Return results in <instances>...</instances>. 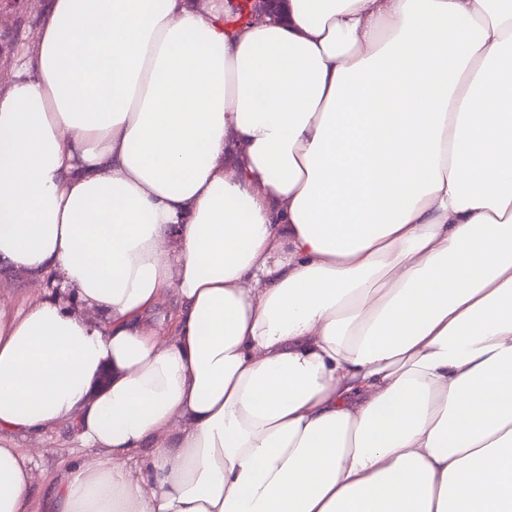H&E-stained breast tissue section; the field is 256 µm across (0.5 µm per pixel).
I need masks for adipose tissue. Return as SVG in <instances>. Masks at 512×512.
Wrapping results in <instances>:
<instances>
[{
    "label": "adipose tissue",
    "mask_w": 512,
    "mask_h": 512,
    "mask_svg": "<svg viewBox=\"0 0 512 512\" xmlns=\"http://www.w3.org/2000/svg\"><path fill=\"white\" fill-rule=\"evenodd\" d=\"M0 265V512H512V0H49ZM51 281L52 277L46 275L43 276L41 278L42 288H39V281L37 278L16 273L1 265V302L5 303L13 310L21 309L25 306L26 301L31 294H41V290H43V288H46V283H51ZM14 444L18 448H40L35 457L34 483L31 491L33 511H49L44 508L51 489L67 467L78 459L90 461L96 456L94 448H80L76 429L60 427L40 434L17 435Z\"/></svg>",
    "instance_id": "adipose-tissue-1"
}]
</instances>
